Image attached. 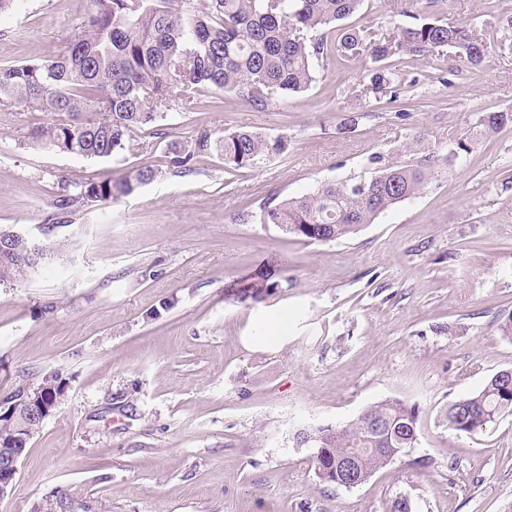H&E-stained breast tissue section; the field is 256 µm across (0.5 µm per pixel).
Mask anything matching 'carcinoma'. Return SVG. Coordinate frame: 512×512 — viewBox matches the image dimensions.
Segmentation results:
<instances>
[{
  "instance_id": "obj_1",
  "label": "carcinoma",
  "mask_w": 512,
  "mask_h": 512,
  "mask_svg": "<svg viewBox=\"0 0 512 512\" xmlns=\"http://www.w3.org/2000/svg\"><path fill=\"white\" fill-rule=\"evenodd\" d=\"M363 0H92V8L59 53L24 64L0 66V106L17 104L61 119L27 133L32 144L85 158H120L136 131L166 120L173 93L195 104L205 89L232 93L256 109L277 94L307 91L316 81L314 62L336 52L367 56L368 90L383 92L400 83L391 61L408 54L451 50L472 66L487 46L465 23L426 16L391 29L369 31L346 24ZM480 126L492 136L512 127V110L491 112ZM288 140L236 130L214 138L203 130L168 146V169L191 170L200 156H217L224 171L255 168L264 157L281 154ZM470 141L461 139L446 155L427 144L401 152L408 159L376 155L378 170L358 180L324 182L301 197L271 196L243 221L273 224L295 238L327 243L348 238L381 214L422 194L441 166L462 158ZM162 171L143 165L120 178L110 175L81 183L61 182L54 203V226L74 223L80 208L117 202L155 181ZM0 284L22 278L37 267L21 241L0 229ZM277 262L242 274L225 285L224 300L259 302L279 287ZM41 394L54 404L63 394L58 375L45 377L37 390L19 388L0 398V448L24 453L45 420L31 403ZM419 408L386 397L343 426H319L302 433L314 449L318 480L337 488L357 487L415 446ZM512 414V379L492 375L479 390L452 401L440 412L448 429L465 435L482 432Z\"/></svg>"
}]
</instances>
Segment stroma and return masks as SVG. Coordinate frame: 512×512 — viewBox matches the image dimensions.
I'll return each instance as SVG.
<instances>
[{"label": "stroma", "instance_id": "obj_1", "mask_svg": "<svg viewBox=\"0 0 512 512\" xmlns=\"http://www.w3.org/2000/svg\"><path fill=\"white\" fill-rule=\"evenodd\" d=\"M91 0H16L0 12V65L63 49ZM438 18L486 43L479 68L445 55L395 62L396 92L365 94L368 59L332 55L299 95L258 110L206 90L172 99L163 134L138 131L121 161L29 144L54 114L0 110V227L31 237L62 181L164 169L194 129L287 139L258 168L216 157L58 228L70 251L0 285V394L58 373L64 393L31 439L0 512H512V415L457 434L440 409L512 368L496 316L512 311V129L474 143L419 197L356 235L310 243L242 224L273 195L370 176L371 158L424 136L441 151L512 108V0H448ZM360 113L356 130L338 126ZM270 256L280 286L258 304L224 285ZM178 304L159 311L164 297ZM388 396L420 409L414 448L366 483L320 482L298 435Z\"/></svg>", "mask_w": 512, "mask_h": 512}]
</instances>
